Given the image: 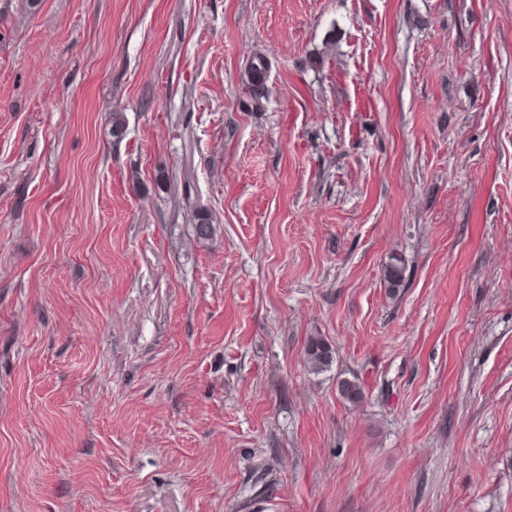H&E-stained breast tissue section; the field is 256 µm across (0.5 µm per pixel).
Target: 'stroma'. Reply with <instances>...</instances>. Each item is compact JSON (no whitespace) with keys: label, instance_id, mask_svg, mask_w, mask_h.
<instances>
[{"label":"stroma","instance_id":"1","mask_svg":"<svg viewBox=\"0 0 512 512\" xmlns=\"http://www.w3.org/2000/svg\"><path fill=\"white\" fill-rule=\"evenodd\" d=\"M0 512H512V0H0ZM269 66L262 55L254 56L244 68L242 83L254 101L265 98L268 91ZM407 267L403 259L392 257L383 270L384 287L388 289L392 296L397 295L400 288L404 286L406 280ZM305 353L308 368L313 373L318 374L327 371L333 363V349L320 336L308 338Z\"/></svg>","mask_w":512,"mask_h":512}]
</instances>
